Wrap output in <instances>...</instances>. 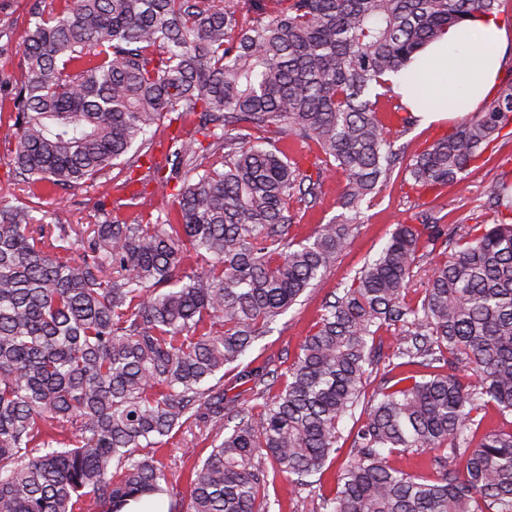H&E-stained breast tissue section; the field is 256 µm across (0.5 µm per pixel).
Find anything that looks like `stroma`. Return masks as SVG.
<instances>
[{
    "label": "stroma",
    "instance_id": "35a3bbf8",
    "mask_svg": "<svg viewBox=\"0 0 512 512\" xmlns=\"http://www.w3.org/2000/svg\"><path fill=\"white\" fill-rule=\"evenodd\" d=\"M39 0H0V92L9 93L23 76L22 51ZM149 158H141L135 168L136 180L124 184L117 171L103 175L95 184L78 191H60L45 196L41 208L48 222L85 223L90 211L108 216L118 224H135L156 218L160 211H172L171 202L155 191V182L146 178ZM512 171V138L499 141L491 159L483 167L470 171L464 183L444 189L437 199L427 200L446 224H466L486 209L489 190L503 173ZM341 176L323 178L313 207L305 209L290 227V233L302 240L319 225L341 214ZM408 199L399 185L383 188L361 207L360 222L352 230V243L342 251L325 272L316 288L307 290L299 302L271 324L247 354V361L262 363L267 358L295 356L303 338L312 329L332 292L342 291L366 262L375 258L388 241L397 220L406 216ZM209 441L191 434H177L161 453L179 492H186L187 478L194 465L210 452ZM270 512H318V500L308 489L296 486L287 476H276L268 487Z\"/></svg>",
    "mask_w": 512,
    "mask_h": 512
}]
</instances>
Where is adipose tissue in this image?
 Returning <instances> with one entry per match:
<instances>
[{
  "label": "adipose tissue",
  "mask_w": 512,
  "mask_h": 512,
  "mask_svg": "<svg viewBox=\"0 0 512 512\" xmlns=\"http://www.w3.org/2000/svg\"><path fill=\"white\" fill-rule=\"evenodd\" d=\"M505 39L492 17L448 29L397 75L402 103L427 123L477 110L497 84Z\"/></svg>",
  "instance_id": "obj_1"
}]
</instances>
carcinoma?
<instances>
[{
    "label": "carcinoma",
    "mask_w": 512,
    "mask_h": 512,
    "mask_svg": "<svg viewBox=\"0 0 512 512\" xmlns=\"http://www.w3.org/2000/svg\"><path fill=\"white\" fill-rule=\"evenodd\" d=\"M500 0H50L35 12L24 79L8 96L14 185L0 200V512H121L180 493L156 454L184 430L217 444L188 512H269L274 471L313 486L372 374L337 489L320 512H512V428L479 442L488 406L512 414V181L492 217L444 224L423 209L325 302L280 372L224 369L348 244L367 199L403 175L418 200L460 183L512 137V66L482 109L399 161L417 119L379 112L389 76ZM192 130L150 166L176 221L46 224L35 201L79 189L154 149L164 118ZM313 142L322 163L284 146ZM316 172H310V167ZM345 177L352 216L290 237L323 175ZM209 259L186 273L187 249ZM435 259L423 298L414 269ZM394 330L380 357L374 336ZM428 453L437 477L396 461Z\"/></svg>",
    "instance_id": "1"
}]
</instances>
